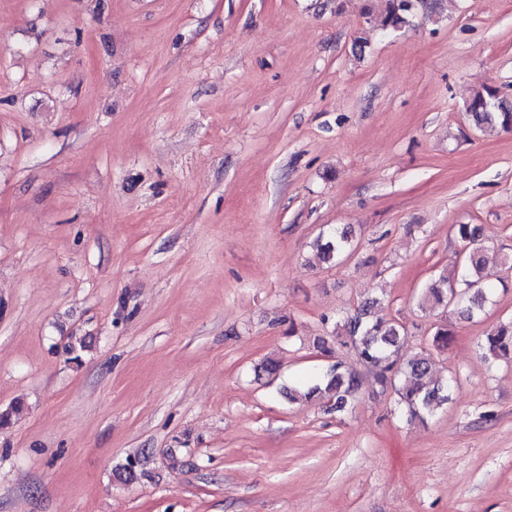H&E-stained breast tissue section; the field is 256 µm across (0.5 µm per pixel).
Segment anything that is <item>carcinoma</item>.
Listing matches in <instances>:
<instances>
[{"label": "carcinoma", "instance_id": "1", "mask_svg": "<svg viewBox=\"0 0 512 512\" xmlns=\"http://www.w3.org/2000/svg\"><path fill=\"white\" fill-rule=\"evenodd\" d=\"M411 21L412 14L405 6V0H386L381 19L385 29L396 31L410 25ZM466 112L478 128L495 122L504 130H512V104L500 99L498 90L493 87L478 89L467 103ZM455 230L457 237L468 246L457 277L448 278L444 270L436 273L422 288L418 307L425 311L443 305L455 312L459 319L470 321L485 310L491 288L479 277L484 263L479 228L458 224ZM318 246L323 261L331 263L350 250L351 239L347 231L336 229L325 241L318 242ZM377 306L378 301L369 299L347 318L340 345L355 352L365 373L375 384L397 396V405L408 421H422L448 403L456 379L450 377L429 383L432 354L424 350L410 357L404 356L405 329L391 319L376 316L374 308ZM453 337L452 329L439 325L432 336V346L438 350L446 349ZM480 348L485 360L491 364L502 359L512 360V320L499 323L485 336ZM363 374L338 361L304 385L305 396L324 401L332 410L343 411L356 397Z\"/></svg>", "mask_w": 512, "mask_h": 512}]
</instances>
